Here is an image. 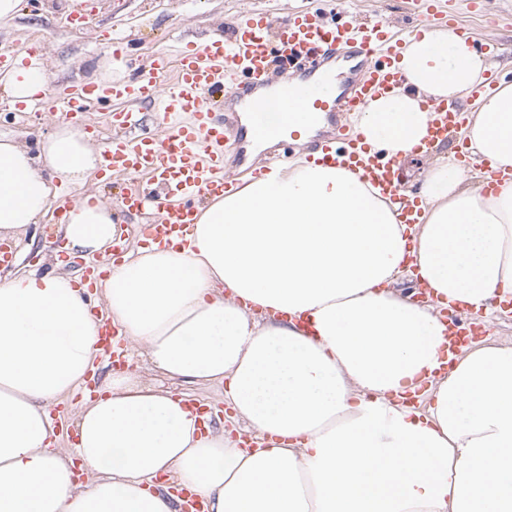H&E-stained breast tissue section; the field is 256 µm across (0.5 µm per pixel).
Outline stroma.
<instances>
[{"label": "stroma", "instance_id": "obj_1", "mask_svg": "<svg viewBox=\"0 0 512 512\" xmlns=\"http://www.w3.org/2000/svg\"><path fill=\"white\" fill-rule=\"evenodd\" d=\"M469 1L442 0L448 14L460 17L476 32L479 43L495 44L492 57L502 64L501 76L511 80L512 0H473L477 3L473 10ZM72 6L73 0H23L20 16L0 24V52L37 41L43 47L48 81L62 90L85 85L97 63L111 58L113 41L129 45L124 59L112 63L113 79L122 80L132 75L134 68L148 65L157 53L174 55L198 47L243 12L265 11L276 22L291 12H309L324 22L340 23L378 9L394 23L406 20V0H82L86 18L77 27L68 20ZM55 121L51 113L32 107L21 112L12 108L9 99L0 98V136L14 138L27 148H35L50 134ZM59 221L58 211L50 210L13 240L16 255L8 270L22 273L54 268L62 242L51 236L50 227ZM123 368L155 389L190 394L217 409L225 428L234 429L223 386H198L169 378L134 352Z\"/></svg>", "mask_w": 512, "mask_h": 512}]
</instances>
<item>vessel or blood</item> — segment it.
I'll return each mask as SVG.
<instances>
[{
	"label": "vessel or blood",
	"mask_w": 512,
	"mask_h": 512,
	"mask_svg": "<svg viewBox=\"0 0 512 512\" xmlns=\"http://www.w3.org/2000/svg\"><path fill=\"white\" fill-rule=\"evenodd\" d=\"M412 26L382 16L328 24L303 13L272 25L263 13L238 18L231 36L215 34L177 57L160 52L136 81L67 88L48 98L53 112L87 121L90 103L120 102L112 139L99 150L100 170L137 174L143 181L121 201L125 212L156 211L160 223L144 234L157 248L184 237L196 220L197 200L230 193L235 174L224 150L288 138L303 141L315 162L336 166L370 183L396 207L402 224L421 221L422 203L405 194L400 160L372 153L364 136L341 122L379 96L401 88L398 66L405 40L441 16L439 0H414ZM152 104L162 134L139 132L133 104ZM426 154L464 122L461 104L427 100ZM118 326L104 323L98 344L110 362L124 359Z\"/></svg>",
	"instance_id": "vessel-or-blood-1"
}]
</instances>
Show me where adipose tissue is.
<instances>
[{
  "instance_id": "ef3b65f1",
  "label": "adipose tissue",
  "mask_w": 512,
  "mask_h": 512,
  "mask_svg": "<svg viewBox=\"0 0 512 512\" xmlns=\"http://www.w3.org/2000/svg\"><path fill=\"white\" fill-rule=\"evenodd\" d=\"M400 66L402 87L354 115L398 159L426 133L422 100L462 98L496 63L433 26ZM46 80L33 56L0 89L32 105ZM460 133L504 177L484 193L438 152L420 224L397 223L356 175L299 159L207 199L187 245L128 253L103 283L108 316L155 369L224 384L241 435L200 426L184 393L112 375L75 419L83 487L49 408L98 354L87 288L62 271L0 277V512H179L171 482L206 512H512V346L451 354L437 305L394 288L405 273L488 313L512 291V83L475 100ZM96 162L67 122L33 153L0 137V235L37 223L53 179L84 185ZM58 233L69 255L105 252L112 209L80 197ZM422 386L426 410L405 405Z\"/></svg>"
}]
</instances>
